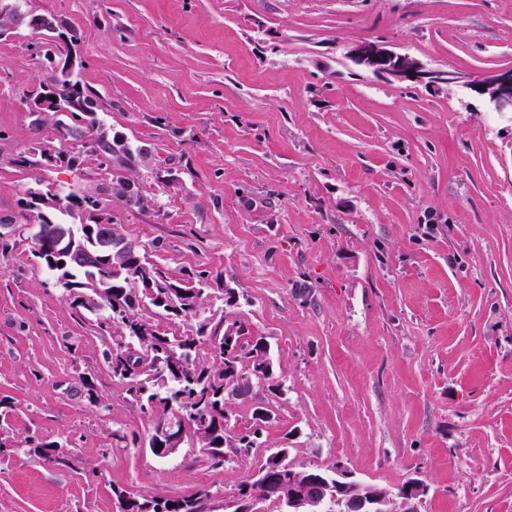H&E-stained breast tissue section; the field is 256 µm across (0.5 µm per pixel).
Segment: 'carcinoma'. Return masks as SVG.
Masks as SVG:
<instances>
[{
	"mask_svg": "<svg viewBox=\"0 0 512 512\" xmlns=\"http://www.w3.org/2000/svg\"><path fill=\"white\" fill-rule=\"evenodd\" d=\"M96 102V94L84 86L77 76L62 67L51 76L43 94L26 96L24 104L37 112L41 124L53 120L55 138L40 143L38 159L27 156L20 164L40 166L62 164L75 173L85 175L87 159L95 158L98 169L111 176V183L95 192L48 196L27 191L25 209L37 226L46 222L41 204L64 216L79 218L73 256L64 266L54 263L33 240L32 256L39 267L53 277V286L64 290L66 302L77 314L101 312L96 320L98 331L112 340L106 353L107 366L128 398L141 412L150 416L153 428L169 417L180 414L191 429L206 423L205 434L196 436L200 459L213 466L224 463L225 450L245 452L258 444L263 420L253 416L252 425L236 434L228 430L226 399L239 396V391L257 376V367H270L268 345L261 338L247 335L246 327L237 321L225 322L224 314H205L208 280L203 274L186 272L173 278L151 260L160 246L127 239L122 220L127 212H145L158 205L155 196L140 191L124 195V186L134 181L129 175L134 162L148 156L145 147L132 148L118 133H109L96 122L95 110L84 107ZM112 213V227H104L94 215ZM128 240L125 264L109 268L108 257L114 241ZM103 289L100 304L89 307L81 303L85 293ZM175 318L189 324V329L176 336L160 330L156 318ZM270 378L269 372L260 374ZM122 512H205L208 491L190 497L158 498L142 496L126 498L117 493Z\"/></svg>",
	"mask_w": 512,
	"mask_h": 512,
	"instance_id": "1",
	"label": "carcinoma"
}]
</instances>
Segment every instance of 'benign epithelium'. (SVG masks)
<instances>
[{
  "label": "benign epithelium",
  "instance_id": "benign-epithelium-1",
  "mask_svg": "<svg viewBox=\"0 0 512 512\" xmlns=\"http://www.w3.org/2000/svg\"><path fill=\"white\" fill-rule=\"evenodd\" d=\"M357 64L385 74L405 83L440 86L464 83L471 91L487 98L500 109L512 108V67L484 73L463 75L453 70H432L419 59L389 49L381 41L364 38L356 42L349 51ZM41 243L45 248L70 254L75 247L74 228L70 224H53L43 229ZM185 425L164 423L158 437L167 454L179 451ZM255 477L262 480L263 489L250 495L246 512H268L272 496L288 500L289 512H325L329 507L336 512H417L416 500L426 492L425 486L412 480L397 492L348 479L345 471L336 469L327 473L314 469L288 467V483L279 490L271 491L261 473Z\"/></svg>",
  "mask_w": 512,
  "mask_h": 512
}]
</instances>
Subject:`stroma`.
<instances>
[{"instance_id":"35a3bbf8","label":"stroma","mask_w":512,"mask_h":512,"mask_svg":"<svg viewBox=\"0 0 512 512\" xmlns=\"http://www.w3.org/2000/svg\"><path fill=\"white\" fill-rule=\"evenodd\" d=\"M82 31L71 58L96 116L149 155L159 205L125 234L169 276L230 288L228 318L270 346L272 418L223 467L194 437L155 458L113 382L94 315L0 252V512H121L114 495L212 492L216 508L284 448L294 467L425 494L418 512H512V110L463 84L392 81L349 50L377 37L434 69L512 67V0H22L0 37V214L43 184L109 182L17 164L52 138L22 105L53 68L30 15ZM105 396L92 404L87 385ZM136 434L138 445L116 441ZM64 444L73 467L20 444Z\"/></svg>"}]
</instances>
